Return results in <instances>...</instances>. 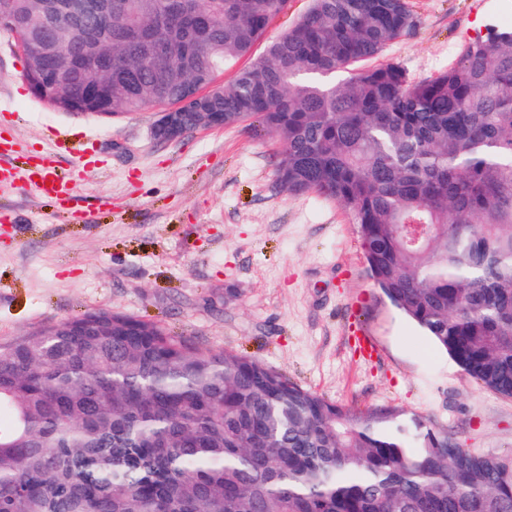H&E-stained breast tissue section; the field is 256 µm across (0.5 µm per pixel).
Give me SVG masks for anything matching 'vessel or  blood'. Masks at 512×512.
Returning <instances> with one entry per match:
<instances>
[{"label": "vessel or blood", "mask_w": 512, "mask_h": 512, "mask_svg": "<svg viewBox=\"0 0 512 512\" xmlns=\"http://www.w3.org/2000/svg\"><path fill=\"white\" fill-rule=\"evenodd\" d=\"M64 147V141L56 138L49 150L44 151L39 158L29 161L26 167L1 168L0 188L10 187L15 180L20 179L31 184L38 196L54 199L60 209H67L75 193V184L70 176L55 168L56 155Z\"/></svg>", "instance_id": "vessel-or-blood-1"}]
</instances>
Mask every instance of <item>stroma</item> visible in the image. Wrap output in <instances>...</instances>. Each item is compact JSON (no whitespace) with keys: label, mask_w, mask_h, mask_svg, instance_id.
<instances>
[{"label":"stroma","mask_w":512,"mask_h":512,"mask_svg":"<svg viewBox=\"0 0 512 512\" xmlns=\"http://www.w3.org/2000/svg\"><path fill=\"white\" fill-rule=\"evenodd\" d=\"M416 26L380 62L421 81L463 45L512 26V0H407ZM0 30V131L25 166L62 130L77 171L72 220L22 186L0 190V349L88 312L151 321L276 369L354 411L435 421L475 454L512 452V398L480 387L374 287L355 224L336 202L276 187L281 143L241 126L153 138L152 109L57 112L22 78ZM373 346L364 352L361 339Z\"/></svg>","instance_id":"1"}]
</instances>
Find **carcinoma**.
<instances>
[{
  "label": "carcinoma",
  "mask_w": 512,
  "mask_h": 512,
  "mask_svg": "<svg viewBox=\"0 0 512 512\" xmlns=\"http://www.w3.org/2000/svg\"><path fill=\"white\" fill-rule=\"evenodd\" d=\"M85 0L24 81L59 112L182 105L284 145L276 184L344 207L389 302L480 386L512 398V29L413 82L371 65L406 0ZM51 0H0L33 26ZM230 80L226 66L241 60ZM331 403L233 350L93 312L0 351V512H512V453L430 420ZM310 0H288V10L274 19L268 29L266 39L277 37L291 28L308 10Z\"/></svg>",
  "instance_id": "1"
}]
</instances>
